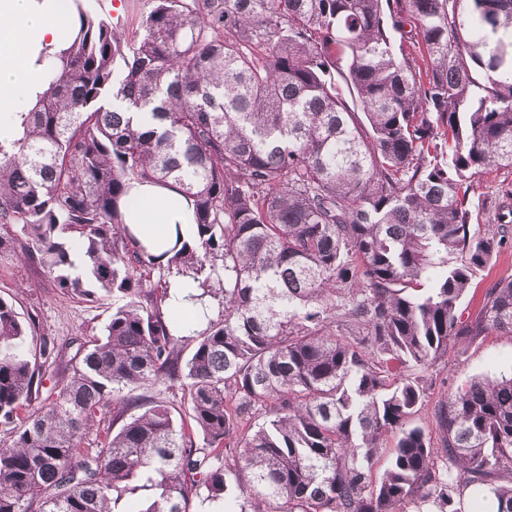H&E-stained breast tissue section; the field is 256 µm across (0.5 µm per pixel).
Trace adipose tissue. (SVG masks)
Returning <instances> with one entry per match:
<instances>
[{"label":"adipose tissue","mask_w":512,"mask_h":512,"mask_svg":"<svg viewBox=\"0 0 512 512\" xmlns=\"http://www.w3.org/2000/svg\"><path fill=\"white\" fill-rule=\"evenodd\" d=\"M72 25L65 0H0V137L17 134V115L31 111L47 87L49 55L67 43ZM137 204L124 222L153 254L182 242L197 229L190 199L171 184L136 182Z\"/></svg>","instance_id":"adipose-tissue-1"}]
</instances>
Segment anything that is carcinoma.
Segmentation results:
<instances>
[{
  "label": "carcinoma",
  "instance_id": "obj_1",
  "mask_svg": "<svg viewBox=\"0 0 512 512\" xmlns=\"http://www.w3.org/2000/svg\"><path fill=\"white\" fill-rule=\"evenodd\" d=\"M73 2L0 142L23 234L0 255L112 312L47 388L52 350L0 297V512H512V369L441 394L438 441L413 424L448 349L512 335V278L461 310L512 241L511 205L476 232L467 198L512 169V0H150L126 41ZM134 181L192 199L196 247L137 241ZM162 266L197 283L189 336L142 275Z\"/></svg>",
  "mask_w": 512,
  "mask_h": 512
}]
</instances>
